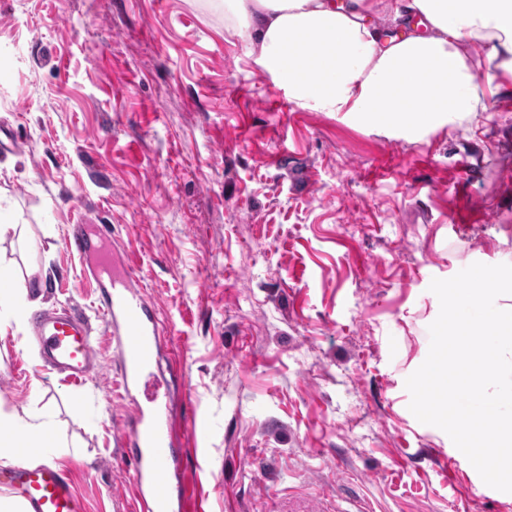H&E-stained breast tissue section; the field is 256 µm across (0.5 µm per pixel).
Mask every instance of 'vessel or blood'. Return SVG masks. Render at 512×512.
Listing matches in <instances>:
<instances>
[{
	"mask_svg": "<svg viewBox=\"0 0 512 512\" xmlns=\"http://www.w3.org/2000/svg\"><path fill=\"white\" fill-rule=\"evenodd\" d=\"M68 252L90 259L95 279H107L109 292L99 311L116 343V385L133 404L115 432L125 454L115 468L129 476L135 512H209L199 481L181 479L186 454L182 429L173 412L171 385L180 376L155 371L160 335L156 311L136 283L129 261L111 251L105 234L75 235ZM31 344L46 367L73 382L89 379L103 365L94 328L84 314L70 309L35 313ZM0 488L18 494L29 512H85L69 477L53 463L17 461L0 470Z\"/></svg>",
	"mask_w": 512,
	"mask_h": 512,
	"instance_id": "b4317fda",
	"label": "vessel or blood"
}]
</instances>
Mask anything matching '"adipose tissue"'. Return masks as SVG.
I'll return each instance as SVG.
<instances>
[{
  "label": "adipose tissue",
  "instance_id": "ef3b65f1",
  "mask_svg": "<svg viewBox=\"0 0 512 512\" xmlns=\"http://www.w3.org/2000/svg\"><path fill=\"white\" fill-rule=\"evenodd\" d=\"M382 9L383 0H224V29L301 108L360 126L417 137L471 123L512 92V0H395L385 25ZM43 285L0 266V311L23 319ZM65 445L42 415L0 412L1 461Z\"/></svg>",
  "mask_w": 512,
  "mask_h": 512
}]
</instances>
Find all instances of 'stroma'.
<instances>
[{
    "label": "stroma",
    "instance_id": "1",
    "mask_svg": "<svg viewBox=\"0 0 512 512\" xmlns=\"http://www.w3.org/2000/svg\"><path fill=\"white\" fill-rule=\"evenodd\" d=\"M286 87L224 31L219 0H0V264L39 308L112 334L76 229L109 225L179 362L177 414L210 512H512L409 409L440 311L433 279L512 264V95L420 137L281 108ZM0 321V410H39L88 512H129L114 470L130 404L73 385Z\"/></svg>",
    "mask_w": 512,
    "mask_h": 512
}]
</instances>
